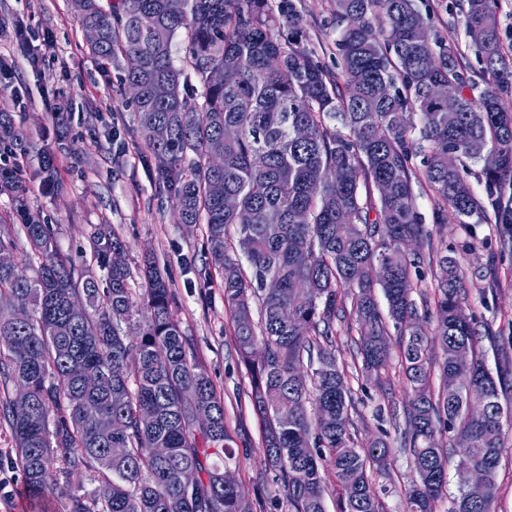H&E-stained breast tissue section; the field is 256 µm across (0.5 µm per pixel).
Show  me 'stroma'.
<instances>
[{"label": "stroma", "mask_w": 512, "mask_h": 512, "mask_svg": "<svg viewBox=\"0 0 512 512\" xmlns=\"http://www.w3.org/2000/svg\"><path fill=\"white\" fill-rule=\"evenodd\" d=\"M304 18L303 40L329 52L339 32L332 20V0H296ZM463 0H422L420 9L431 29L456 43L480 79V65L468 46L461 23ZM38 65H31V57ZM0 58L12 66L11 80L0 85V110L12 113L29 150L18 162L29 187V201L52 224L59 249L76 266L96 271L89 248L92 225H110L127 249L133 276L144 256H153L172 283V312L187 336L197 361L206 369L224 401V423L234 439L235 458L228 468L254 512H288L286 492L262 461L263 424L248 392L250 376L233 343L232 319L224 306L222 279L209 269L206 227L183 224L173 198L159 184L158 162L144 145L118 73L104 75L89 56L86 35L71 0H0ZM69 112L67 137L75 153L57 157V189L45 186L39 151L53 145L57 131L53 112ZM426 238L413 250L428 253L444 243L462 266L467 289L464 305L479 333V350L490 370L512 360V232L488 218L478 224L449 219L433 223V201L418 191ZM357 334L349 324L336 326V358L348 374L358 410L353 416L358 439L386 434L391 468L379 476L389 488L384 512H402L404 491L415 474L409 455L393 428L402 415L408 392L398 369L385 386L367 382L354 368ZM9 432L0 427V512H31L25 483L14 463Z\"/></svg>", "instance_id": "obj_1"}]
</instances>
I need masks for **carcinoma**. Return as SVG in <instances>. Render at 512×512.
I'll use <instances>...</instances> for the list:
<instances>
[{
  "label": "carcinoma",
  "mask_w": 512,
  "mask_h": 512,
  "mask_svg": "<svg viewBox=\"0 0 512 512\" xmlns=\"http://www.w3.org/2000/svg\"><path fill=\"white\" fill-rule=\"evenodd\" d=\"M73 0L83 28L99 31L88 52L102 72H119L142 139L174 191L184 224H204L208 264L222 275L235 348L250 371L261 419L264 466L279 473L288 512H326L321 468L336 470V512H384L373 472L388 469L390 444L351 432L356 410L336 361V322L357 332L361 376L389 381L393 349L410 390L401 431L417 474L405 512H436L448 485V454L481 470L485 485L463 487L448 512H495L504 448L499 384L478 351L462 305L466 281L448 249L431 248L434 302L415 299L424 257L400 250L424 235L415 184L433 199V223L453 215L482 220L486 209L512 224L504 189L512 183V54L501 35L498 0H467L462 24L482 65L471 81L457 47L429 29L417 0H333L341 31L332 62L302 42L294 0ZM187 33L186 68L202 85L187 89L173 41ZM224 71V82L209 73ZM452 84L457 107L433 87ZM0 147H27L9 112H0ZM63 138L41 157L56 181ZM224 155V168L209 158ZM457 163L448 166V153ZM422 157L413 178L412 159ZM481 165L485 200L469 164ZM14 208L0 216V425L15 464L35 494L56 491L63 512H254L210 458L234 457L224 403L173 318L169 280L148 262L133 300L125 246L107 225L89 236L106 287L63 254L50 224L28 205L17 164H0V192ZM235 205L224 208V197ZM19 223L32 274L13 256ZM235 229L241 256L230 254ZM272 279L277 287L266 288ZM260 306L253 319V304ZM435 320L433 337L423 323ZM441 348V361L431 344ZM79 367L103 375L85 389ZM439 372L440 390L433 389ZM24 385L25 396L9 386ZM448 435V447L439 436ZM111 448H125L115 458ZM166 448L165 459L152 449ZM197 485L187 490L182 469ZM302 468L308 480L298 484ZM87 472L111 488L102 500L58 477Z\"/></svg>",
  "instance_id": "carcinoma-1"
}]
</instances>
